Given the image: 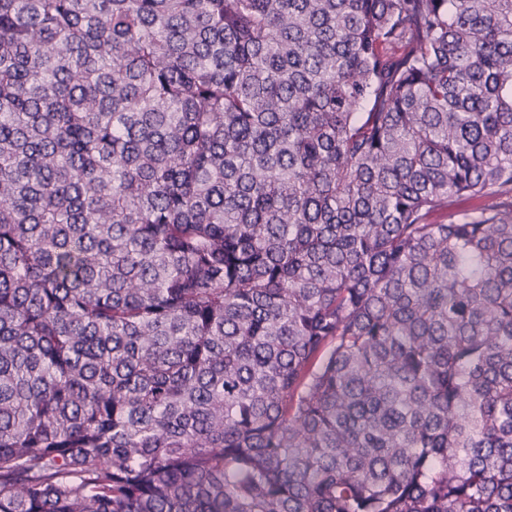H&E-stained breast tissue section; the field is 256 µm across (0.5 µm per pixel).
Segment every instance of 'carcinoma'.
I'll use <instances>...</instances> for the list:
<instances>
[{"instance_id": "carcinoma-1", "label": "carcinoma", "mask_w": 512, "mask_h": 512, "mask_svg": "<svg viewBox=\"0 0 512 512\" xmlns=\"http://www.w3.org/2000/svg\"><path fill=\"white\" fill-rule=\"evenodd\" d=\"M0 512H512V0H0Z\"/></svg>"}]
</instances>
